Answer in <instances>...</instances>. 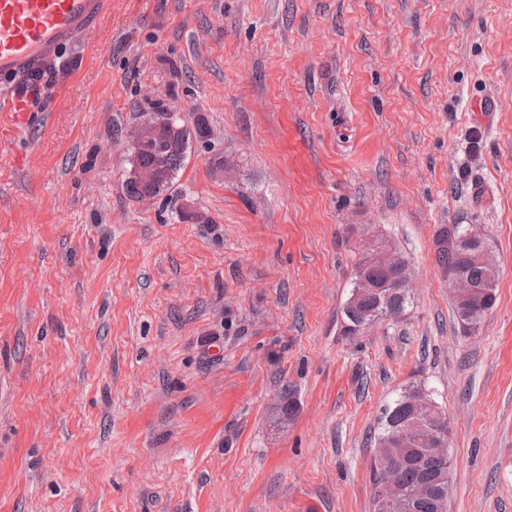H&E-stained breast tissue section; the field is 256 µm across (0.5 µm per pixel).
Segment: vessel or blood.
I'll return each instance as SVG.
<instances>
[{"label":"vessel or blood","mask_w":512,"mask_h":512,"mask_svg":"<svg viewBox=\"0 0 512 512\" xmlns=\"http://www.w3.org/2000/svg\"><path fill=\"white\" fill-rule=\"evenodd\" d=\"M112 0H0V112H36L43 66L100 28Z\"/></svg>","instance_id":"vessel-or-blood-1"}]
</instances>
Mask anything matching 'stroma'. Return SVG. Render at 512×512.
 <instances>
[{"label":"stroma","mask_w":512,"mask_h":512,"mask_svg":"<svg viewBox=\"0 0 512 512\" xmlns=\"http://www.w3.org/2000/svg\"><path fill=\"white\" fill-rule=\"evenodd\" d=\"M46 81L50 118L0 112V512H371L412 385L451 420L448 512H512V0H112ZM146 87L205 131L135 202ZM444 224L500 267L469 332ZM374 239L409 305L348 336Z\"/></svg>","instance_id":"obj_1"}]
</instances>
